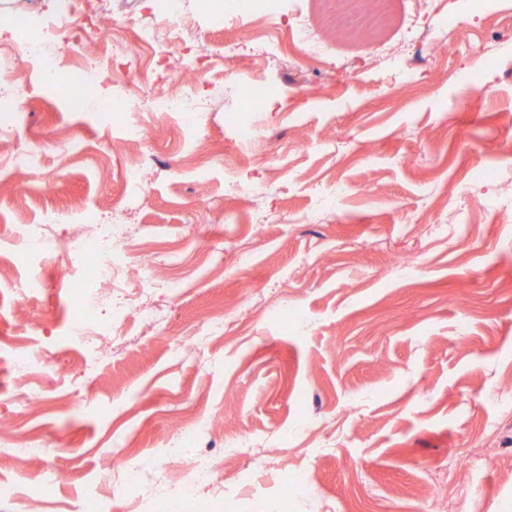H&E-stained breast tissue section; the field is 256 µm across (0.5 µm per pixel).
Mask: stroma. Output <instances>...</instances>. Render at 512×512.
<instances>
[{
	"instance_id": "1",
	"label": "stroma",
	"mask_w": 512,
	"mask_h": 512,
	"mask_svg": "<svg viewBox=\"0 0 512 512\" xmlns=\"http://www.w3.org/2000/svg\"><path fill=\"white\" fill-rule=\"evenodd\" d=\"M153 6L78 0L72 26L107 9L130 45ZM428 7L457 20L410 37L403 16ZM298 17L324 38L322 0L227 23L183 0L189 40L141 49L134 95L200 58L194 134L144 112L127 137L95 101L73 112L35 85L0 127V236L63 244L32 298L0 255V479L59 476L0 512H70L95 483L109 512H512V0H393L374 42L325 58L297 42ZM473 42L487 59L474 83ZM255 79L279 90L259 111L242 94ZM18 151L33 156L22 174ZM91 212L120 217L154 267L129 275L139 303L101 355L63 334L80 307L66 248ZM17 346L57 383L18 380ZM187 433L223 496L182 498L188 466L167 450Z\"/></svg>"
}]
</instances>
